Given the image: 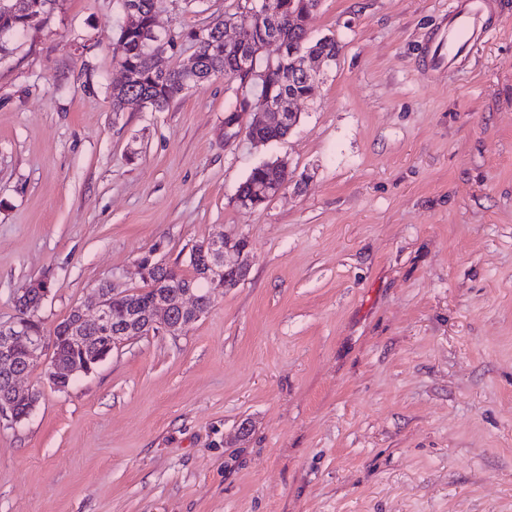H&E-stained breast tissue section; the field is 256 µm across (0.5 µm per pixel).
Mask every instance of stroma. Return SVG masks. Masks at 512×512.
<instances>
[{"label":"stroma","mask_w":512,"mask_h":512,"mask_svg":"<svg viewBox=\"0 0 512 512\" xmlns=\"http://www.w3.org/2000/svg\"><path fill=\"white\" fill-rule=\"evenodd\" d=\"M233 0H162L161 37ZM457 0H321L340 51L281 140L224 142L223 78L112 109L120 0H54L0 56V324L52 331L221 231L246 276L0 422V512H512V0L457 68ZM293 178L256 209L250 170ZM279 159L271 163H261L253 167L246 179L239 185L237 190L236 204L244 209H255L275 198L288 186L292 180V171L288 169L287 163H280ZM276 186L280 188L259 189L257 195L251 196L254 190L261 186ZM251 198H248L250 197Z\"/></svg>","instance_id":"35a3bbf8"}]
</instances>
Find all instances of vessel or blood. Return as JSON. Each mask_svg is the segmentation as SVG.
I'll list each match as a JSON object with an SVG mask.
<instances>
[{"label": "vessel or blood", "instance_id": "1", "mask_svg": "<svg viewBox=\"0 0 512 512\" xmlns=\"http://www.w3.org/2000/svg\"><path fill=\"white\" fill-rule=\"evenodd\" d=\"M489 0H462L428 47L425 63L429 70L446 69L489 34Z\"/></svg>", "mask_w": 512, "mask_h": 512}]
</instances>
